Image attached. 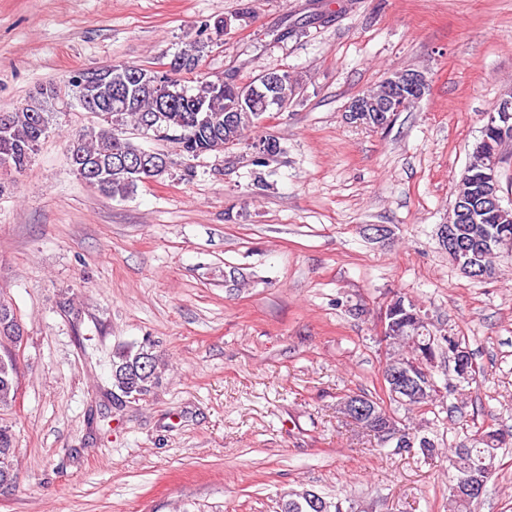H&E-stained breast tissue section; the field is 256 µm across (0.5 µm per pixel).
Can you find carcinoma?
Instances as JSON below:
<instances>
[{
    "label": "carcinoma",
    "instance_id": "1",
    "mask_svg": "<svg viewBox=\"0 0 512 512\" xmlns=\"http://www.w3.org/2000/svg\"><path fill=\"white\" fill-rule=\"evenodd\" d=\"M222 22L223 19L218 18L213 24L206 25L209 30L207 41L185 44L174 56L172 67L160 75V82L171 90V94L167 95L172 102L170 106L162 103L142 84V80L151 77L149 70L144 67L121 64L106 78V95L112 97V109L102 113L97 125L69 137V142L79 143L83 153L81 160L68 154L71 169L83 182L108 198L125 199L134 194L139 184L153 177L149 172L135 174L115 164L118 150L125 151L130 157L143 153L141 145L125 137V129L133 126L141 129V120L147 115L157 118L161 130L177 134L174 142L188 157L212 151L210 133L214 129L227 146L241 143L248 132L260 128L261 112L269 105V99L258 80L243 87L230 75L219 80L201 76L196 79L197 86L191 94L181 84L182 75L198 73L197 64L202 62L206 48L215 44ZM276 74L279 75L277 94L289 107L301 82L287 69L278 70ZM55 96L54 88L49 86L45 93L33 98L30 103L14 112L4 113L8 124L0 126V171L20 173L32 162L41 142L55 125ZM481 139L485 140V150L473 151L472 160L455 185L458 193L469 189L471 175L484 171L499 172L501 149L512 141L510 137L500 136L489 123L484 124ZM460 229L466 237L480 242L488 236L493 239L492 252L484 259L490 275L496 274L501 260L512 257V210L490 220L480 219L473 224H462ZM388 310L396 316L397 329L388 336L389 349L382 372L409 358H425L429 354L437 358L448 354V332L429 321L418 303L402 293H396L391 297ZM461 368L475 373L472 353L466 347L460 357L448 364V369L452 370L455 380L460 383L463 382L459 373ZM160 379V360L153 353L150 340L113 352L112 385L117 390L130 388L142 398L153 392ZM421 383L425 385V391L418 398L407 402L391 396L389 401L423 415H439L437 407L441 404V391L424 378ZM17 391L16 362L10 356H0V406L14 403ZM353 396L367 405L368 415L352 417L348 399ZM338 412L353 419L382 448L392 445L398 452L418 448L425 454L432 453L435 448L434 440L423 434L422 429L400 420L387 409L384 402L364 392L350 393L342 398ZM507 444H512V429L491 426L456 443L448 449V461L455 471L454 478L483 472L493 474L497 450ZM14 457L12 433L8 428L0 427V480L6 474L15 477ZM282 512H342V506L313 491L304 490L288 494V499L282 504Z\"/></svg>",
    "mask_w": 512,
    "mask_h": 512
}]
</instances>
